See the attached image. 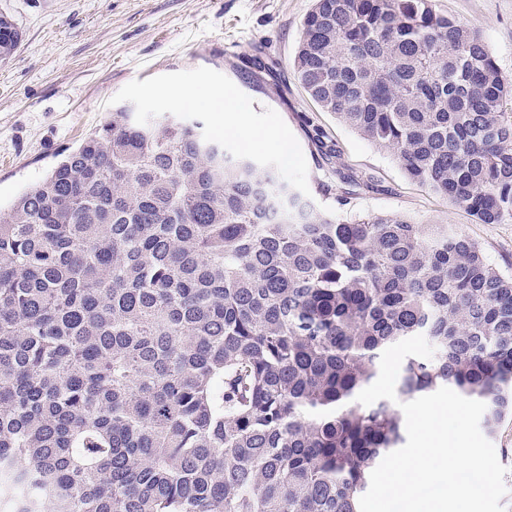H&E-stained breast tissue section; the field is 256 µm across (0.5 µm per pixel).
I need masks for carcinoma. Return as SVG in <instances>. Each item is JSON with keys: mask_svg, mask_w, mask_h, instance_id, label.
<instances>
[{"mask_svg": "<svg viewBox=\"0 0 512 512\" xmlns=\"http://www.w3.org/2000/svg\"><path fill=\"white\" fill-rule=\"evenodd\" d=\"M0 15V61L20 45ZM309 96L477 224L512 223V81L433 0H314ZM512 413V277L442 221L319 209L173 115L120 106L0 208V512H360L402 447L356 402ZM20 494L12 495L10 491Z\"/></svg>", "mask_w": 512, "mask_h": 512, "instance_id": "obj_1", "label": "carcinoma"}]
</instances>
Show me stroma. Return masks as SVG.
<instances>
[{
	"mask_svg": "<svg viewBox=\"0 0 512 512\" xmlns=\"http://www.w3.org/2000/svg\"><path fill=\"white\" fill-rule=\"evenodd\" d=\"M483 35L512 80V0H434ZM313 0H0L22 34L0 63V205L39 182L65 149L111 117L132 80L206 67L228 77L255 112L276 111L308 166L310 197L341 214L394 212L447 222L512 276V224H476L409 179L393 156L325 112L295 77L293 58ZM322 134L333 155L319 152ZM368 188L339 201V174Z\"/></svg>",
	"mask_w": 512,
	"mask_h": 512,
	"instance_id": "obj_1",
	"label": "stroma"
}]
</instances>
